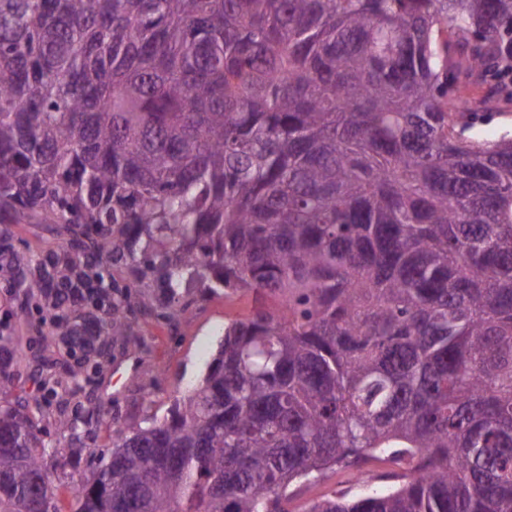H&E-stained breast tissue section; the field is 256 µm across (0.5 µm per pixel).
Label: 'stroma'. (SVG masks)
Here are the masks:
<instances>
[{
	"label": "stroma",
	"mask_w": 512,
	"mask_h": 512,
	"mask_svg": "<svg viewBox=\"0 0 512 512\" xmlns=\"http://www.w3.org/2000/svg\"><path fill=\"white\" fill-rule=\"evenodd\" d=\"M183 306L170 324L138 318L133 338L124 345L107 347L100 367L87 373L76 388L68 374L73 364L69 348L34 329L36 323L48 322V314L34 308L22 313L19 299L0 283V332L20 339L25 347L20 358L12 346H0V364L11 372L10 377L0 378V405H23L34 418L43 463L61 486L60 512L72 510V485L101 467L93 448L109 443L114 431L153 416L163 417L174 397L205 374L225 324L248 315L253 298H227L192 288L185 292ZM51 388L66 393V410L46 400ZM64 411L78 415L77 432L87 449L62 461L56 451L69 443L68 436L58 429ZM397 470L388 460L365 462L359 470L329 468L316 479L290 486V512H307L313 502L339 491L357 495L387 488V476Z\"/></svg>",
	"instance_id": "obj_1"
}]
</instances>
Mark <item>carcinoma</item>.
Returning a JSON list of instances; mask_svg holds the SVG:
<instances>
[{"instance_id":"cac0c4a2","label":"carcinoma","mask_w":512,"mask_h":512,"mask_svg":"<svg viewBox=\"0 0 512 512\" xmlns=\"http://www.w3.org/2000/svg\"><path fill=\"white\" fill-rule=\"evenodd\" d=\"M462 74L512 103V0H0V281L62 342L254 299L74 512H288L381 456L308 512H512V139ZM36 432L0 407V512H58ZM470 134L476 140L488 142L506 134L512 137V105L497 111L491 121L477 125ZM53 224H21L15 228L14 244L21 247L27 244L30 251L39 253L46 246L57 241L52 227ZM398 471V466L388 460L365 462L361 470L358 467L329 468L316 479L294 482L289 488L291 497L288 508L291 512H307L313 502L331 495L335 491H345L351 495H357L371 489L388 488L392 482L382 478L389 477ZM360 472L368 473L369 477L373 479L367 484L359 482L356 475Z\"/></svg>"}]
</instances>
